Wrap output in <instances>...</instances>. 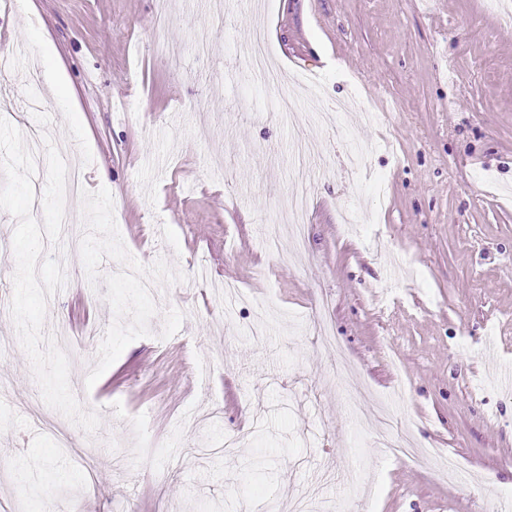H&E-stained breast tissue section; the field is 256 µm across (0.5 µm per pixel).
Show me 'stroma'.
Listing matches in <instances>:
<instances>
[{"label":"stroma","instance_id":"obj_1","mask_svg":"<svg viewBox=\"0 0 512 512\" xmlns=\"http://www.w3.org/2000/svg\"><path fill=\"white\" fill-rule=\"evenodd\" d=\"M25 0L0 44V117L49 134L85 177L69 201L67 282L46 330L101 426L34 424L41 399L12 318L0 361V504L25 512H496L512 497V26L486 0ZM213 31L206 54L194 42ZM313 111L356 97L335 130L296 126L247 61L254 29ZM306 140L356 150L383 197L310 171L305 250L287 225ZM328 315L335 344L313 323ZM345 358L353 372L335 376ZM392 433L423 458L398 459ZM89 452L87 465L73 461ZM457 463L454 472L444 458Z\"/></svg>","mask_w":512,"mask_h":512}]
</instances>
